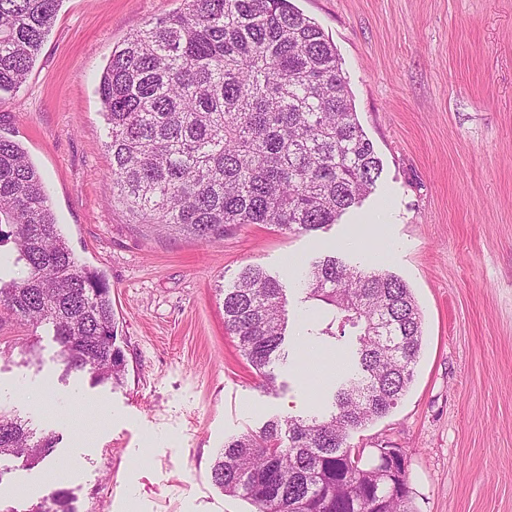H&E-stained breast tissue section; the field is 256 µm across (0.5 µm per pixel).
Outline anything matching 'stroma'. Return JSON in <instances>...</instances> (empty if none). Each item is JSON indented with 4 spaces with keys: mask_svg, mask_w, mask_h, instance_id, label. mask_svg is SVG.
<instances>
[{
    "mask_svg": "<svg viewBox=\"0 0 512 512\" xmlns=\"http://www.w3.org/2000/svg\"><path fill=\"white\" fill-rule=\"evenodd\" d=\"M294 4L334 42L382 165L315 232L247 224L202 244L114 202L96 87L113 47L183 0H63L26 81L0 96V135L22 143L73 253L110 284L127 363L116 387L65 374L48 326L0 309V406L59 438L37 466L9 461L0 501L59 484L80 512H254L212 482L225 441L321 409L338 382L333 348L304 334L320 312L301 271L327 255L370 268L363 245L380 241L423 344L396 407L349 442L404 452L413 512H512V0ZM248 265L288 301L273 390L224 328L219 290ZM59 456L73 460L63 474Z\"/></svg>",
    "mask_w": 512,
    "mask_h": 512,
    "instance_id": "35a3bbf8",
    "label": "stroma"
}]
</instances>
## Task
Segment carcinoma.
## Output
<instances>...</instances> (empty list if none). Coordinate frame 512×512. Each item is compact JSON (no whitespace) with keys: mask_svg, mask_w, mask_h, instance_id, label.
<instances>
[{"mask_svg":"<svg viewBox=\"0 0 512 512\" xmlns=\"http://www.w3.org/2000/svg\"><path fill=\"white\" fill-rule=\"evenodd\" d=\"M61 0H0V93L26 80ZM98 95L115 199L141 224L214 243L244 224L309 233L336 223L371 192L381 161L364 134L336 46L291 0H184L112 52ZM0 244L12 240L26 277L0 282V307L52 326L65 374L119 384L111 288L69 248L43 178L17 141L0 136ZM302 301L326 317L320 343L355 336L356 369L330 409L268 421L230 439L211 471L256 512H412L397 448L369 457L350 433L394 408L414 378L422 315L400 278L334 256L303 270ZM224 327L275 388L288 327L279 281L246 266L224 289ZM55 438H37L0 408V460L35 466ZM54 488L0 512H78Z\"/></svg>","mask_w":512,"mask_h":512,"instance_id":"carcinoma-1","label":"carcinoma"}]
</instances>
